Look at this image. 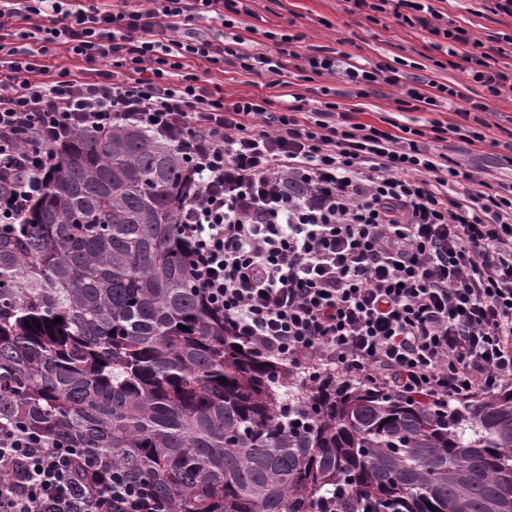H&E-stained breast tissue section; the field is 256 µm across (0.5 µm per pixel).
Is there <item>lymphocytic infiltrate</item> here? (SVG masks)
Returning a JSON list of instances; mask_svg holds the SVG:
<instances>
[{
  "label": "lymphocytic infiltrate",
  "mask_w": 512,
  "mask_h": 512,
  "mask_svg": "<svg viewBox=\"0 0 512 512\" xmlns=\"http://www.w3.org/2000/svg\"><path fill=\"white\" fill-rule=\"evenodd\" d=\"M349 2L427 29L490 97L512 92V67L468 28L441 25L432 0ZM250 13L248 0H0V225L30 210L75 132L141 128L186 166L177 230L194 287L260 355L437 406L512 381V184L437 148L485 144L486 128L357 122L329 87L320 107L298 95L277 115L259 97L225 102L197 65L280 77L302 40L267 30L268 51L227 40ZM60 51L70 66L55 64ZM300 61L360 96L399 82L395 68L325 47ZM406 95L463 117L488 109L444 84ZM0 466V512H168L149 483L17 426L0 428Z\"/></svg>",
  "instance_id": "obj_1"
}]
</instances>
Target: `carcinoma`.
<instances>
[{
    "label": "carcinoma",
    "instance_id": "carcinoma-1",
    "mask_svg": "<svg viewBox=\"0 0 512 512\" xmlns=\"http://www.w3.org/2000/svg\"><path fill=\"white\" fill-rule=\"evenodd\" d=\"M185 179L143 130L78 131L0 228V427L93 450L169 512H512V387L440 407L259 357L192 287Z\"/></svg>",
    "mask_w": 512,
    "mask_h": 512
}]
</instances>
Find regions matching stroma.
<instances>
[{
  "mask_svg": "<svg viewBox=\"0 0 512 512\" xmlns=\"http://www.w3.org/2000/svg\"><path fill=\"white\" fill-rule=\"evenodd\" d=\"M251 16L243 17L236 33L245 41L262 42L267 29H291L304 34L306 45L325 46L348 53L354 61L372 65H399L402 75L397 86L382 84L370 89L367 96L358 97L354 87L328 76H315L299 70L297 61H290L284 74L285 82L269 86L268 76H255L239 68L225 65L223 70L202 74L201 84L208 90H220L225 102L259 96L268 101L267 109L280 114L290 96L301 95L317 100L321 87L336 89L347 111L363 122L375 123L388 118L422 130L432 122L456 121L455 112L447 107L407 104V85L416 81L446 84L463 91L474 100H484V88L472 82L461 58H448L434 50V36L427 30L402 27L388 14L370 22L359 14H349L345 0H250ZM435 8L445 21L472 29L484 43H491L499 34L512 35V19L478 12L477 0H434ZM490 110L482 118L490 126L491 143L480 147L460 145L450 152L463 170L492 183L512 184V165L501 158L502 143H512V95L489 100Z\"/></svg>",
  "mask_w": 512,
  "mask_h": 512,
  "instance_id": "stroma-1",
  "label": "stroma"
}]
</instances>
